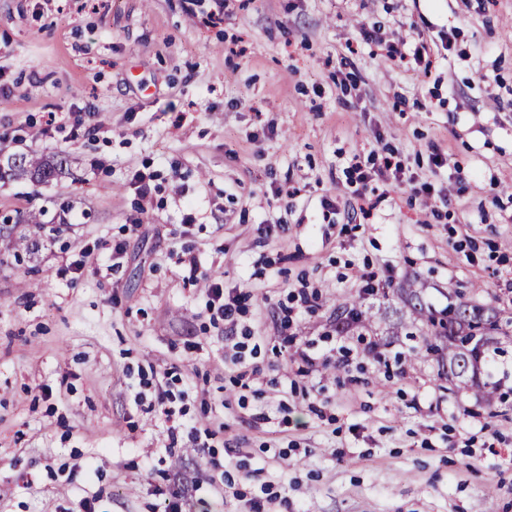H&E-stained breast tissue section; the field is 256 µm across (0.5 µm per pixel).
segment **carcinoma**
I'll return each instance as SVG.
<instances>
[{"instance_id":"cac0c4a2","label":"carcinoma","mask_w":512,"mask_h":512,"mask_svg":"<svg viewBox=\"0 0 512 512\" xmlns=\"http://www.w3.org/2000/svg\"><path fill=\"white\" fill-rule=\"evenodd\" d=\"M67 159H47L35 152L7 159L0 167V180L30 179L47 183L65 172ZM404 303L411 306L426 322L430 349L448 361V382L456 388L473 390L477 402L487 408L495 404L494 391L480 381L484 354L499 334L497 315L480 305L460 304L451 307L441 318L424 306L419 294L405 292Z\"/></svg>"}]
</instances>
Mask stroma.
I'll return each mask as SVG.
<instances>
[{
	"instance_id": "stroma-1",
	"label": "stroma",
	"mask_w": 512,
	"mask_h": 512,
	"mask_svg": "<svg viewBox=\"0 0 512 512\" xmlns=\"http://www.w3.org/2000/svg\"><path fill=\"white\" fill-rule=\"evenodd\" d=\"M32 151L70 171L0 181V214L64 220L0 233V512H166L176 482L186 512H512V336L492 415L397 294L512 320V0H0V161ZM373 152L399 171L364 184ZM212 279L247 296L238 366ZM350 306L372 325L337 332Z\"/></svg>"
}]
</instances>
